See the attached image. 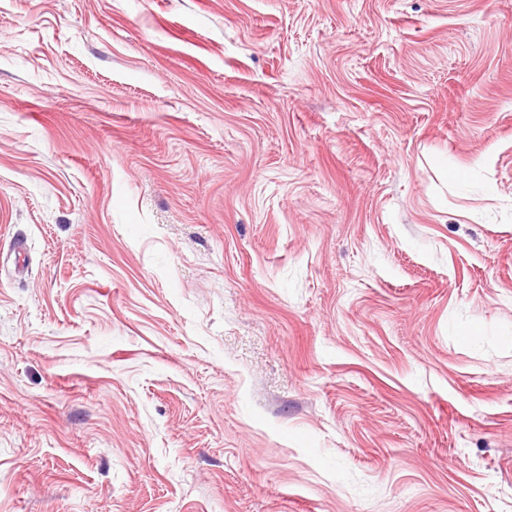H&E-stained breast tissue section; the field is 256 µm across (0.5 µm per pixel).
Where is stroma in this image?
Returning a JSON list of instances; mask_svg holds the SVG:
<instances>
[{
    "instance_id": "stroma-1",
    "label": "stroma",
    "mask_w": 512,
    "mask_h": 512,
    "mask_svg": "<svg viewBox=\"0 0 512 512\" xmlns=\"http://www.w3.org/2000/svg\"><path fill=\"white\" fill-rule=\"evenodd\" d=\"M0 512H512V0H0Z\"/></svg>"
}]
</instances>
